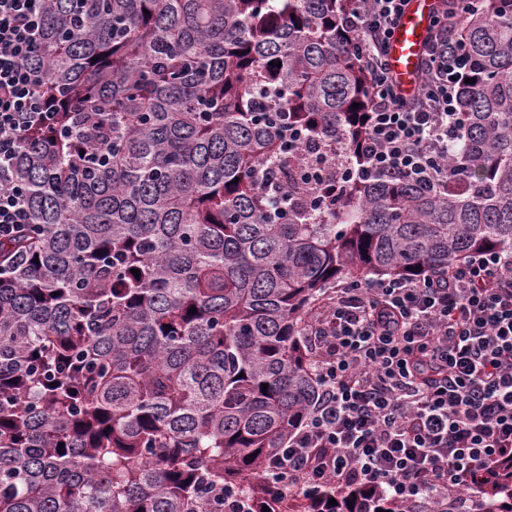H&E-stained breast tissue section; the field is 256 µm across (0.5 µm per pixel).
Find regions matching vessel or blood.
I'll list each match as a JSON object with an SVG mask.
<instances>
[{
    "label": "vessel or blood",
    "instance_id": "1",
    "mask_svg": "<svg viewBox=\"0 0 512 512\" xmlns=\"http://www.w3.org/2000/svg\"><path fill=\"white\" fill-rule=\"evenodd\" d=\"M436 0H408L389 44L391 71L404 90H413Z\"/></svg>",
    "mask_w": 512,
    "mask_h": 512
}]
</instances>
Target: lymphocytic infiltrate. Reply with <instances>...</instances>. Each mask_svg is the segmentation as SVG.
<instances>
[{
  "mask_svg": "<svg viewBox=\"0 0 512 512\" xmlns=\"http://www.w3.org/2000/svg\"><path fill=\"white\" fill-rule=\"evenodd\" d=\"M406 2L366 0L346 19L369 75V169L444 182L467 74L446 37L460 16L440 0L408 95L387 61ZM42 19L43 0H0V239L31 222L12 181L20 135L52 119L41 74L26 64ZM306 334L321 389L270 461L286 488H373L408 507L451 501L469 512L477 481L512 461V263L500 254L468 255L442 274L338 285Z\"/></svg>",
  "mask_w": 512,
  "mask_h": 512,
  "instance_id": "obj_1",
  "label": "lymphocytic infiltrate"
}]
</instances>
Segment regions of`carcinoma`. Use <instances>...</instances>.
I'll use <instances>...</instances> for the list:
<instances>
[{"mask_svg":"<svg viewBox=\"0 0 512 512\" xmlns=\"http://www.w3.org/2000/svg\"><path fill=\"white\" fill-rule=\"evenodd\" d=\"M363 6L44 0L55 118L21 135L33 224L0 240V512H405L269 462L318 397L305 317L337 279L512 256V0L451 35L475 82L432 188L367 170ZM338 141L359 175L315 209L284 175ZM473 512H512V463Z\"/></svg>","mask_w":512,"mask_h":512,"instance_id":"carcinoma-1","label":"carcinoma"}]
</instances>
